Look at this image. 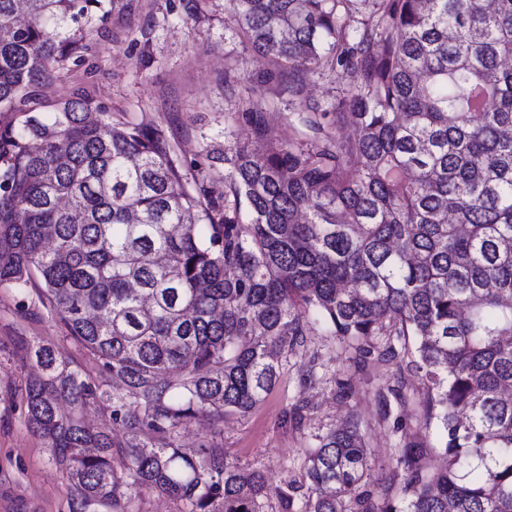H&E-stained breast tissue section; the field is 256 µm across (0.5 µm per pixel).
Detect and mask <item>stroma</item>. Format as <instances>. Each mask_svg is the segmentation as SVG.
<instances>
[{
    "label": "stroma",
    "instance_id": "1",
    "mask_svg": "<svg viewBox=\"0 0 512 512\" xmlns=\"http://www.w3.org/2000/svg\"><path fill=\"white\" fill-rule=\"evenodd\" d=\"M91 50L84 63L65 77L43 85L42 100L56 103L86 92L101 102L113 119L143 122L161 130L178 155L221 172L225 146L250 139L248 126L233 122L252 100H260L267 122L288 142L296 131L274 85L261 93L267 61L247 47L230 20L226 0H112L103 24L88 35ZM236 67L241 82L235 92L224 88V70ZM41 282L32 279L25 292L0 289V512H69L70 485L52 464L47 442L25 423L23 394L32 368L19 347L20 337L51 344L90 377L100 375L99 361L68 337L53 308L39 298ZM308 355L321 366L306 375V357H289L280 380L266 399L243 416L224 419V436L215 438L209 416L193 419L179 434L182 447L197 449L219 442L229 461L261 469L270 485H304V451L319 427L357 416L377 475L392 467L400 437L424 445L438 441L436 427L417 414L426 387L405 377V408H393L381 422L379 388L394 384L397 368L369 362L354 367L335 353V340L312 336ZM349 389L336 396L338 383ZM308 404L302 424L287 418L296 400Z\"/></svg>",
    "mask_w": 512,
    "mask_h": 512
}]
</instances>
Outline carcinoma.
<instances>
[{"mask_svg":"<svg viewBox=\"0 0 512 512\" xmlns=\"http://www.w3.org/2000/svg\"><path fill=\"white\" fill-rule=\"evenodd\" d=\"M227 2L297 135L237 113L253 143L218 178L88 95L40 111L111 0H26L23 24L0 0V288L39 277L101 365L90 380L24 346L26 424L70 512H127L122 486L185 512L290 505L295 487L177 438L202 412L221 434L315 334L419 373L442 443L399 440L380 479L358 419L316 434L298 512H512V0ZM332 72L335 101L303 100ZM100 406L109 422L87 425Z\"/></svg>","mask_w":512,"mask_h":512,"instance_id":"cac0c4a2","label":"carcinoma"}]
</instances>
